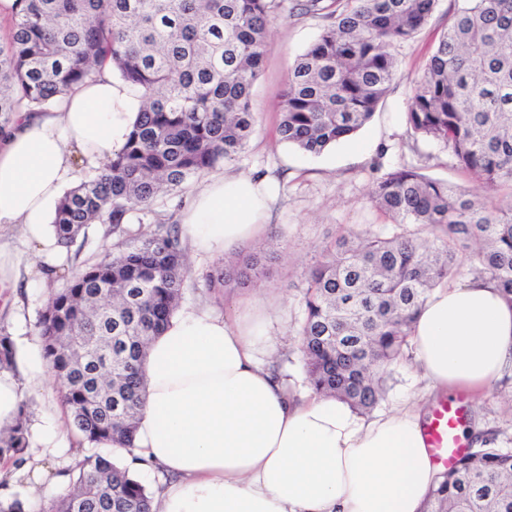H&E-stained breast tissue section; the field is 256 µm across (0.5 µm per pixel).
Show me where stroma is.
<instances>
[{"label":"stroma","mask_w":512,"mask_h":512,"mask_svg":"<svg viewBox=\"0 0 512 512\" xmlns=\"http://www.w3.org/2000/svg\"><path fill=\"white\" fill-rule=\"evenodd\" d=\"M279 3L267 36L263 74L254 91L256 125L246 150L235 159L220 163L181 192L160 198L153 213L130 224L129 230L138 233L160 218L179 223L183 207L208 179L240 172L274 179L277 197L269 228L278 234L279 251L275 259L267 261L265 274L245 286L211 290L206 288L204 277L224 259V252L189 251V273L181 307L204 308L231 317L244 306L262 301L279 342L277 352L267 362L277 367L289 390L307 394L311 387L298 343V331L305 316L307 275L320 260L323 249L343 231L392 234L389 218L370 200L372 185L381 171L420 166L429 176L447 181L449 187L469 191L493 205L506 200L507 192L483 188L473 177L456 170L447 152L430 143H419L414 151L405 143L404 114L411 83L422 74L449 18L465 6L466 0H439L429 24L413 39L395 48L398 71L371 121L353 137L318 155L303 153L281 141L278 93L297 56L315 41L327 19L320 14L299 13L294 8L296 0ZM102 235V225H90L85 236L50 261L19 231L9 232L0 240L7 251L20 258L18 289H0V327L14 340L20 379L37 376L45 381L44 386L32 387L26 398L31 426L45 425L51 418L62 422L67 419L55 391L60 381L42 356L41 340L35 330L38 313L52 289L63 286L64 275L95 260ZM384 389L383 400L373 410L377 416L406 406L429 414L442 401L416 369L414 349L410 346L405 347L390 370ZM465 401L464 434L469 448H477L485 440L491 447L512 451V370H506L483 394L466 396ZM74 448L75 442L70 438L63 447L52 451L43 448L38 439H31L28 464L18 468L12 462L0 460V479L6 482L0 488V498L7 500L17 495L26 501L34 485L53 484Z\"/></svg>","instance_id":"35a3bbf8"}]
</instances>
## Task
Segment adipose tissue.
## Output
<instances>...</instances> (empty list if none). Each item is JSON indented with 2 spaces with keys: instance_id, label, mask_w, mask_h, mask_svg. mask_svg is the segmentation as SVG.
I'll return each instance as SVG.
<instances>
[{
  "instance_id": "adipose-tissue-1",
  "label": "adipose tissue",
  "mask_w": 512,
  "mask_h": 512,
  "mask_svg": "<svg viewBox=\"0 0 512 512\" xmlns=\"http://www.w3.org/2000/svg\"><path fill=\"white\" fill-rule=\"evenodd\" d=\"M140 96L111 73L58 106L18 115L0 140V233L21 227L59 252L49 225L66 189L119 151ZM275 191L266 179L216 178L181 216L203 252L259 236ZM417 361L438 392L480 393L512 366V305L487 280L437 288L412 329ZM261 307L222 319L173 318L144 364L138 454L157 477L162 512H423L440 468L413 409L366 422L333 398H294L260 360L274 353Z\"/></svg>"
}]
</instances>
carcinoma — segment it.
Here are the masks:
<instances>
[{"instance_id":"obj_1","label":"carcinoma","mask_w":512,"mask_h":512,"mask_svg":"<svg viewBox=\"0 0 512 512\" xmlns=\"http://www.w3.org/2000/svg\"><path fill=\"white\" fill-rule=\"evenodd\" d=\"M412 81L406 134L448 151L456 167L489 186L512 187V0H467ZM438 0H305L335 17L296 59L280 91L281 140L318 155L367 124L398 70L393 49L414 38ZM277 0H15L0 42V138L17 114L44 112L102 64L142 104L124 146L60 201L53 230L64 247L90 224L121 237L112 252L66 278L39 315L50 369L75 428L64 471L68 493L52 512H156L155 495L130 469L143 407L150 342L176 315L187 277L176 225L130 234L135 214L181 190L249 144L253 88ZM372 202L395 232L336 239L310 272L298 332L308 380L318 394L357 411L383 396L389 366L412 334L432 291L471 269L512 303V205L490 206L413 168L392 169ZM252 256L219 263L207 287L244 285L262 273ZM16 351L0 331V368ZM116 444L124 456L105 448ZM26 409L0 438V458L27 461ZM424 512H512V452L480 448L440 475Z\"/></svg>"}]
</instances>
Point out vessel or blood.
Returning a JSON list of instances; mask_svg holds the SVG:
<instances>
[{
  "mask_svg": "<svg viewBox=\"0 0 512 512\" xmlns=\"http://www.w3.org/2000/svg\"><path fill=\"white\" fill-rule=\"evenodd\" d=\"M465 409L459 400L451 399L433 412L426 433V444L435 461L449 468L467 453L460 435Z\"/></svg>",
  "mask_w": 512,
  "mask_h": 512,
  "instance_id": "1",
  "label": "vessel or blood"
}]
</instances>
